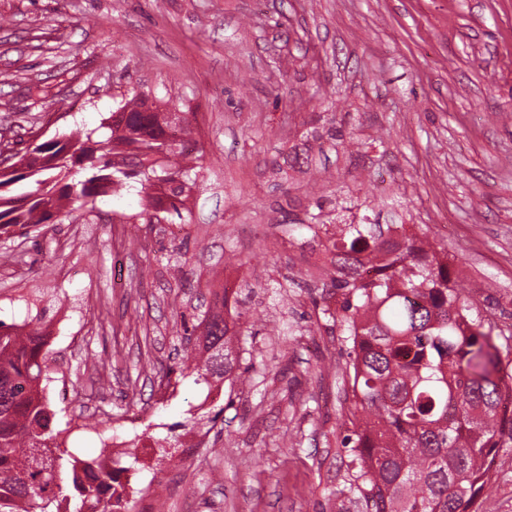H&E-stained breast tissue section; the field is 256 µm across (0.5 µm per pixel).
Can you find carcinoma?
Wrapping results in <instances>:
<instances>
[{
    "label": "carcinoma",
    "mask_w": 512,
    "mask_h": 512,
    "mask_svg": "<svg viewBox=\"0 0 512 512\" xmlns=\"http://www.w3.org/2000/svg\"><path fill=\"white\" fill-rule=\"evenodd\" d=\"M84 137L48 140L20 154L9 146L0 171V234L27 236L130 180L141 185L147 224L190 212L195 151L187 113L144 94L122 96ZM327 250L342 292L343 335L353 409L348 479L336 497L362 512H473L498 449L512 443V373L501 367L492 331L460 302L459 268L436 262L403 224H338ZM237 337L223 316L183 322V369L229 383L241 378ZM43 328L0 322V512H121L127 493L112 462L57 453Z\"/></svg>",
    "instance_id": "1"
}]
</instances>
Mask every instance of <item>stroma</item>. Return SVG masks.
<instances>
[{"mask_svg":"<svg viewBox=\"0 0 512 512\" xmlns=\"http://www.w3.org/2000/svg\"><path fill=\"white\" fill-rule=\"evenodd\" d=\"M0 138L97 129L137 90L191 111V214L133 224L137 184L39 230L0 238V322L59 329L46 393L62 447L100 458L133 415L137 479L157 512H358L336 498L352 394L343 312L327 302V238L290 221L337 212L407 224L455 259L474 319L512 345V0H0ZM246 337L251 379L212 402L183 460L169 431L209 384L170 374L182 315L219 312ZM170 375L175 397L149 385ZM477 512H512V446Z\"/></svg>","mask_w":512,"mask_h":512,"instance_id":"obj_1","label":"stroma"}]
</instances>
